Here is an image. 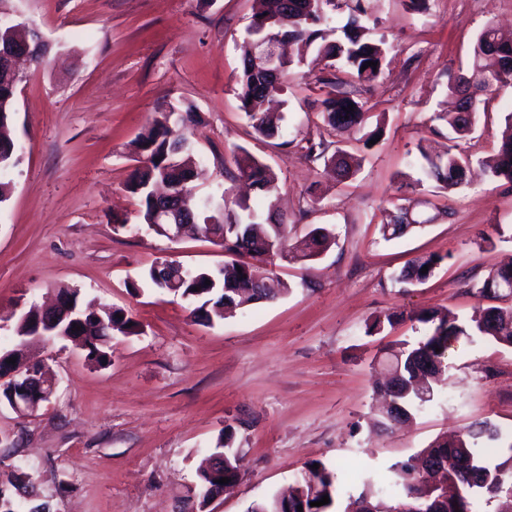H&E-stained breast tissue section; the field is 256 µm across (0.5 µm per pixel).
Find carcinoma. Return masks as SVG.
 Here are the masks:
<instances>
[{
	"label": "carcinoma",
	"instance_id": "cac0c4a2",
	"mask_svg": "<svg viewBox=\"0 0 512 512\" xmlns=\"http://www.w3.org/2000/svg\"><path fill=\"white\" fill-rule=\"evenodd\" d=\"M261 8L250 23L248 33L255 42L270 43L282 36L302 44L303 52L297 62H310L320 67L328 76L318 78L319 84L326 88L322 99L324 107L323 121L330 130L339 133L354 128L363 129L369 120V112L363 101L342 91L346 84L364 92L378 79L382 69L383 54L374 43L360 36L363 28L361 18L367 15V0H323L321 8L312 9L307 0H257ZM348 9V19L344 25L345 41L327 42L321 25L331 19L332 13ZM30 47L29 62L35 66L42 64L46 50L36 46L34 40L20 38L14 48L21 50L24 45ZM473 67L471 75H448V90L459 91L464 84L476 92L488 94L493 88L512 78V40L499 38L497 31L488 26L477 38L473 49ZM377 63L375 67H365L366 62ZM11 73L0 65V119L11 122L15 104L10 98ZM239 87L238 98L241 109L252 127L262 136L278 133L267 112L255 111V105L266 97L282 91V85H272L262 74L251 53H246L239 73L236 76ZM353 107L346 112L345 108ZM160 113L145 127L134 141L136 150L145 155L149 165L136 169L126 184L127 191L138 201V217L146 223L151 216L153 206L152 186L168 180L180 185L176 190L179 201L190 217L191 223L204 236L222 233L224 251L240 258L232 264L231 270H193L187 279L172 291V294L199 303L193 310L197 318L211 320L224 317V310L244 308L261 300H274L289 291V286L272 270L278 259H292L306 263L315 259L314 247L320 251L329 249L333 243L330 231L316 227L308 233L307 250L292 254L287 248L285 227L287 222L273 216L278 178L264 162L244 148L233 153L234 169L226 171V177L232 181L247 179L259 193L268 200L267 214L263 215L245 203L224 199V205L216 206L207 199H198L188 190L187 184L194 178L191 148L184 133L187 123L194 122L192 109L185 111L186 119L180 120L178 128L168 127L170 114ZM508 135L505 136L499 151V160L493 175L512 183V114L508 117ZM329 145L325 141H307L306 157L324 159L339 168L341 176H352L351 156L338 148L327 154ZM469 160L460 153L448 151L446 157L437 161L427 160L426 175L444 189H453L462 184L466 176ZM411 205L394 204V210L388 214V221L381 225L380 231L386 240L399 237L400 215ZM444 260L440 255H428L416 258L411 266L403 270L396 281L412 284L429 279ZM428 267L422 273V267ZM491 270L479 283L471 288L472 295L479 301L497 297L490 293L496 287ZM210 284H205V281ZM61 293L72 296L79 311L90 316L100 315L107 323L115 326L124 336L138 333L137 324L132 318L116 317L118 311H108L103 305L86 301L80 292L66 288ZM409 320L429 325L428 333L418 341H400L388 347L385 358L389 364L398 368L399 378L393 391L389 393L390 407L386 410L385 421L403 423L414 418L415 413L434 396L436 376L445 368V359L452 342L460 337L486 336L497 343L512 346V309L477 306L473 314L464 320L450 319L437 312H423L409 316ZM84 349L86 359L93 365L104 366L111 361L112 337L85 336ZM440 351H435V348ZM500 438L498 427L488 421L470 426L462 439L455 443L443 438L437 439L422 455L435 459L444 469L443 478L456 486V493L447 496L439 489L429 485L412 461L396 463L390 467L392 484L398 491V497L387 499L374 490L371 481L363 483L361 491L347 496V502L341 512H349L354 506L367 504L372 512H473L472 505L476 497L485 498L486 504L494 505V512H512V455L492 464L481 461V448L478 440H497ZM223 478L222 470L209 474H199L198 510H203L208 502V487L218 484ZM337 476L323 463L318 468H307L304 476L289 492V501L300 506L303 512H331L337 497ZM329 497V503L314 506L323 496Z\"/></svg>",
	"mask_w": 512,
	"mask_h": 512
}]
</instances>
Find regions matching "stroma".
<instances>
[{"label": "stroma", "instance_id": "stroma-1", "mask_svg": "<svg viewBox=\"0 0 512 512\" xmlns=\"http://www.w3.org/2000/svg\"><path fill=\"white\" fill-rule=\"evenodd\" d=\"M50 52L18 85L12 135L17 165L0 203V347L23 346L56 381L49 403L27 416L0 407V471L32 468L51 512H178L197 469L226 427L244 475L206 512H246L285 490L308 464L336 473L342 493L434 439L488 420L502 439L485 443L488 462L512 448V347L483 336L448 351L434 399L406 425L376 427L385 347L419 340L406 320L366 334L373 317L438 310L471 316L469 293L489 270L512 264V184L477 163L496 157L512 81L478 98L474 131L460 139L476 166L447 191L424 178L419 150L443 153L450 131L448 73H468L488 23L512 32V0H370L365 36L384 41L382 73L365 107L383 128L340 134L361 163L340 180L309 161L307 140L330 138L317 71L291 69L278 97L282 121L268 138L252 128L236 95L240 44L255 0H10ZM192 106L186 136L205 171L195 195L222 200L239 186L225 164L244 147L279 178V206L297 242L315 227L335 242L317 260L277 261L288 294L195 320L189 301L145 282L159 259L217 269L224 251L191 235L173 241L137 217L126 183L138 164L133 140L172 106ZM414 201L424 228L384 240L394 202ZM501 232H494V225ZM444 261L428 280L397 282L407 263ZM122 310L134 336L114 334L112 361L97 367L72 342L20 343L13 306L42 304L56 288Z\"/></svg>", "mask_w": 512, "mask_h": 512}]
</instances>
